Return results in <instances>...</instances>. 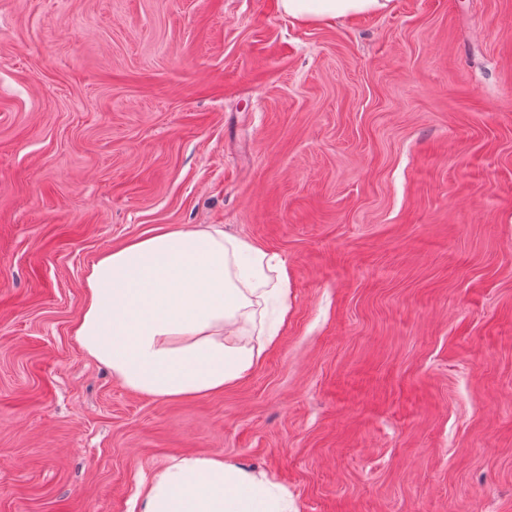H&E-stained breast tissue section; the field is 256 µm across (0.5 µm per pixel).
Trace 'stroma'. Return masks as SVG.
Returning a JSON list of instances; mask_svg holds the SVG:
<instances>
[{
	"label": "stroma",
	"mask_w": 512,
	"mask_h": 512,
	"mask_svg": "<svg viewBox=\"0 0 512 512\" xmlns=\"http://www.w3.org/2000/svg\"><path fill=\"white\" fill-rule=\"evenodd\" d=\"M0 0V512H140L223 456L292 512H512V0ZM218 224L290 310L206 396L73 335L90 264ZM391 0H279L282 11L303 22L385 12Z\"/></svg>",
	"instance_id": "stroma-1"
}]
</instances>
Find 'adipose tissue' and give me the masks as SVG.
Segmentation results:
<instances>
[{
  "mask_svg": "<svg viewBox=\"0 0 512 512\" xmlns=\"http://www.w3.org/2000/svg\"><path fill=\"white\" fill-rule=\"evenodd\" d=\"M391 0H279L303 22L385 12ZM288 268L260 247L199 224L156 229L89 267L73 334L129 390L186 399L222 391L259 365L275 334L239 345L255 304L288 307ZM142 512H288V494L221 455L173 458L142 492Z\"/></svg>",
  "mask_w": 512,
  "mask_h": 512,
  "instance_id": "1",
  "label": "adipose tissue"
}]
</instances>
